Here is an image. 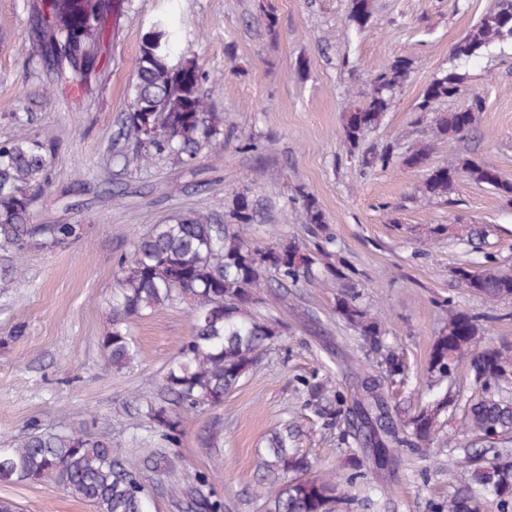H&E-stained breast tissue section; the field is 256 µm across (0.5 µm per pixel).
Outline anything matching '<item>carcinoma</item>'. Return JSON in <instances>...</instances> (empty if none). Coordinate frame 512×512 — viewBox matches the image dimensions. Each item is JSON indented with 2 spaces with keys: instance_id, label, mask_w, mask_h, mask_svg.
<instances>
[{
  "instance_id": "cac0c4a2",
  "label": "carcinoma",
  "mask_w": 512,
  "mask_h": 512,
  "mask_svg": "<svg viewBox=\"0 0 512 512\" xmlns=\"http://www.w3.org/2000/svg\"><path fill=\"white\" fill-rule=\"evenodd\" d=\"M121 8L113 0H37L31 14L32 60L50 80L76 87L77 95L102 85L109 65L106 40L112 37L110 15ZM179 37L163 16L149 23L135 64L130 87L127 131L133 135L136 158L149 164L172 157L189 167L211 140L224 133V116L208 111L205 80L200 67L177 55ZM512 43V0H494L453 49L458 64L428 85L418 111L434 112L436 137L448 142L464 139L482 108L474 96L457 110L436 112V104L455 97L464 87L466 65L497 45ZM410 73L409 62L395 58L376 72L362 101L344 115V135L355 147L379 124L393 96ZM57 143L53 138L0 141V251L20 259L30 248H51L78 241L79 224H33L31 208L36 190L51 186V167ZM429 159L423 145L403 158L411 169ZM512 195V183L502 182L490 168L472 160L461 169L440 168L429 174L424 192L430 197L448 194L459 172ZM299 200L316 238L314 249L294 241H280L259 249L243 239L230 224L210 217L178 214L139 238L133 252L120 259L110 300V328L102 338L108 364L115 371L130 368L140 347L130 323L146 313L177 303L190 305L192 333L169 361L161 380L146 401L148 437L159 448H135L123 453L112 448V437L91 433L79 422L62 429L34 428L11 448H0L1 482H53L92 504L95 512H151L155 490L166 484L181 512H224L213 491L212 474H184L188 488L173 486L178 470L172 449L179 447L184 415L198 409L216 410L224 395L259 362L266 348L283 330L279 322L257 312L277 298L261 295L266 275H277L281 286L317 279L316 272L330 255L334 242L315 196ZM256 214L249 196L235 197L230 217L249 224ZM460 281L490 300L512 298V274L497 269L457 271ZM336 311L360 337L365 349L382 356L381 371L364 374L357 385L354 409L344 412L352 422L361 447L369 449L373 466L388 470L396 449L408 442L418 448L433 440L441 416L448 413V393L427 380V401L408 423L412 440L399 436V426L386 406V381L405 373L402 352L387 346L385 330L359 303L354 287L336 302ZM478 316L451 310L432 345L428 373L442 376L458 359L470 357L474 393L462 409L465 427L482 438L512 435V402L491 386L512 379V350L480 345ZM306 406L336 423V408L327 387L317 378L302 380ZM198 447L220 458L224 445V418L216 414L197 434ZM311 463L297 426L285 424L266 438L258 468L262 481L272 486L265 496V512H336L346 493L333 477H310ZM496 501H512V458L468 465L467 476L448 498L445 512H485Z\"/></svg>"
}]
</instances>
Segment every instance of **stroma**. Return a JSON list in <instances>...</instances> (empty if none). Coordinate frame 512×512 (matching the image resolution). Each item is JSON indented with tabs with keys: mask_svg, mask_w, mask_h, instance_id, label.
<instances>
[{
	"mask_svg": "<svg viewBox=\"0 0 512 512\" xmlns=\"http://www.w3.org/2000/svg\"><path fill=\"white\" fill-rule=\"evenodd\" d=\"M31 2L0 0V140L55 135L52 193L37 201L33 221L80 224L86 236L28 251L19 262L0 253V448L31 426L74 422L111 434L113 448L143 447V405L192 321L184 305L134 320L141 356L133 368L113 371L101 340L119 258L151 225L181 212L230 223L241 191L256 208L254 222L238 227L245 240L259 248L313 245L296 201L303 190L325 213L342 276L289 288L270 309L284 333L224 397L221 466L197 446L206 409L184 418L180 464L215 471L224 512H264L258 453L288 422L304 433L313 473L347 482L349 501L338 512H439L460 483L465 454L485 447L460 414L441 418L430 447L401 448L395 469L379 476L345 423L324 425L304 409L301 381L317 377L348 398L359 370L378 365L336 313L347 282L406 356L409 378L390 388L401 418L421 406L418 384L449 309L478 316L483 343L512 345V299H484L455 276L460 267L512 270V197L460 171L471 159L512 183V46L485 52L469 66L461 94L436 106L450 112L481 99L467 138L436 139L432 114L417 110L426 87L454 67V45L494 0H373L360 30L348 19L351 0H132L115 23L105 82L80 102L30 61ZM158 15L180 33L179 54L206 73L211 111L224 115L223 136L190 171L164 157L141 166L131 157L132 139L120 136L135 61ZM397 57L410 60L409 79L350 148L345 112ZM251 138L261 151L244 150ZM423 143L432 147L427 166L406 168L403 157ZM385 150L393 155L388 167H362V153ZM119 151L128 163L114 162ZM453 167L459 173L446 196L423 195L429 171ZM16 265L23 276L15 280ZM0 499L21 512H94L52 483L0 482Z\"/></svg>",
	"mask_w": 512,
	"mask_h": 512,
	"instance_id": "obj_1",
	"label": "stroma"
}]
</instances>
